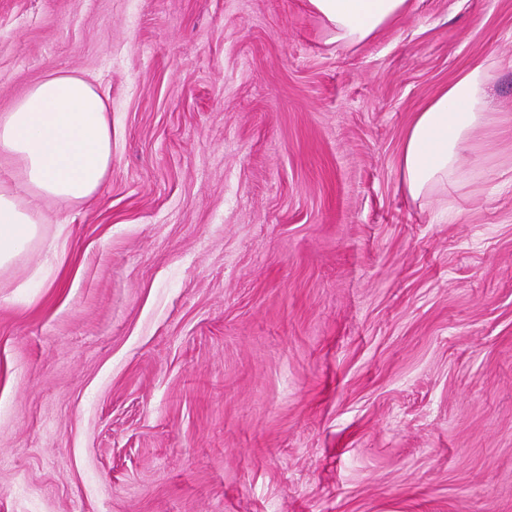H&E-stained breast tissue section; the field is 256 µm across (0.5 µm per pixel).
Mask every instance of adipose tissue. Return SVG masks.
I'll use <instances>...</instances> for the list:
<instances>
[{
	"mask_svg": "<svg viewBox=\"0 0 512 512\" xmlns=\"http://www.w3.org/2000/svg\"><path fill=\"white\" fill-rule=\"evenodd\" d=\"M333 41L356 45L409 11L410 0H308ZM485 65L459 74L417 113L399 157L402 187L412 200L430 196L458 168L474 133L488 122ZM20 163L32 191L21 202L0 186V270L41 238V200L92 198L112 164V126L105 99L85 79L56 74L0 113V159Z\"/></svg>",
	"mask_w": 512,
	"mask_h": 512,
	"instance_id": "ef3b65f1",
	"label": "adipose tissue"
}]
</instances>
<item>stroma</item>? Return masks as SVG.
Instances as JSON below:
<instances>
[{
  "instance_id": "35a3bbf8",
  "label": "stroma",
  "mask_w": 512,
  "mask_h": 512,
  "mask_svg": "<svg viewBox=\"0 0 512 512\" xmlns=\"http://www.w3.org/2000/svg\"><path fill=\"white\" fill-rule=\"evenodd\" d=\"M483 62L411 200L409 126ZM52 73L112 165L0 271V512H512V0L353 47L307 0H0V113ZM488 71L482 63L469 67L417 113L399 157L402 187L412 200L448 184L470 139L487 124Z\"/></svg>"
}]
</instances>
